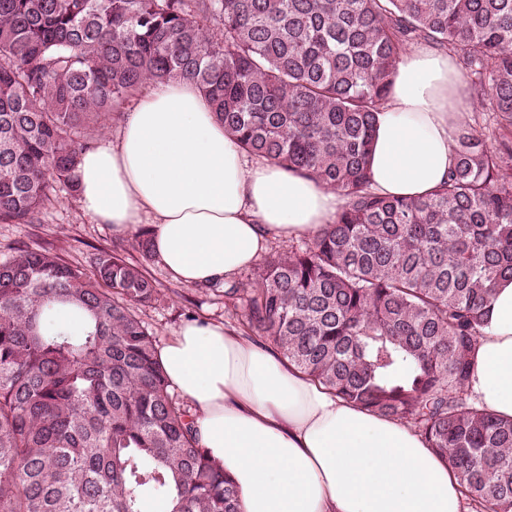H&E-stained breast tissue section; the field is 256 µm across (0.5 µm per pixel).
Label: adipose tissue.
I'll return each mask as SVG.
<instances>
[{"label": "adipose tissue", "instance_id": "1", "mask_svg": "<svg viewBox=\"0 0 512 512\" xmlns=\"http://www.w3.org/2000/svg\"><path fill=\"white\" fill-rule=\"evenodd\" d=\"M464 105L456 59L410 45L378 114L373 189L417 197L445 181ZM75 179L77 204L96 223L134 234L151 220L157 258L188 286L231 277L270 241L315 235L343 203L313 179L246 157L183 79L145 91L117 139L83 153ZM158 355L200 446L234 480L241 512H468L448 460L415 427L336 397L274 347L198 320ZM468 394L512 418V280L495 288Z\"/></svg>", "mask_w": 512, "mask_h": 512}]
</instances>
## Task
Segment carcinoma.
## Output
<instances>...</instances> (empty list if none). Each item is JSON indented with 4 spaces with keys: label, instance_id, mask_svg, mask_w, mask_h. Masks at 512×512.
<instances>
[{
    "label": "carcinoma",
    "instance_id": "obj_1",
    "mask_svg": "<svg viewBox=\"0 0 512 512\" xmlns=\"http://www.w3.org/2000/svg\"><path fill=\"white\" fill-rule=\"evenodd\" d=\"M461 52L492 121L448 179L371 189L377 114L411 43ZM183 78L250 157L340 194L331 224L224 283L238 332L348 403L412 424L476 512H512V418L469 402L471 354L512 274V0H0V223L77 197L80 157L149 84ZM140 260H0V512H239L142 319ZM76 329L53 326L61 309Z\"/></svg>",
    "mask_w": 512,
    "mask_h": 512
}]
</instances>
